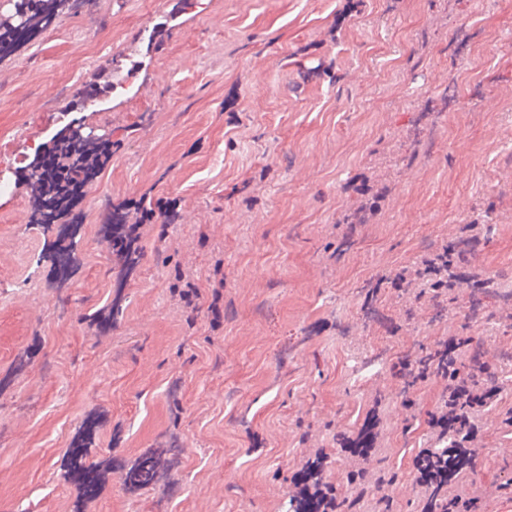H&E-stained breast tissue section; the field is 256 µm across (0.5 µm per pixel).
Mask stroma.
I'll return each instance as SVG.
<instances>
[{"mask_svg": "<svg viewBox=\"0 0 512 512\" xmlns=\"http://www.w3.org/2000/svg\"><path fill=\"white\" fill-rule=\"evenodd\" d=\"M123 89L86 104L78 91ZM112 159L89 183L104 208L69 225L67 305L41 278L53 229L34 221L31 165L66 124ZM0 512H283L293 476L323 458L339 497L417 512L413 458L431 447L440 383L414 411L376 401L390 364L446 338L459 310L400 325L364 283L415 262L493 207L476 263L512 288V0H89L0 62ZM387 194L345 254L328 250L362 202ZM176 201L165 224L161 207ZM139 205L141 257L110 271L95 237ZM384 358L365 386L351 359ZM463 491L512 512V360ZM378 418L369 461L337 433ZM177 445L174 481L124 486L136 458Z\"/></svg>", "mask_w": 512, "mask_h": 512, "instance_id": "stroma-1", "label": "stroma"}]
</instances>
